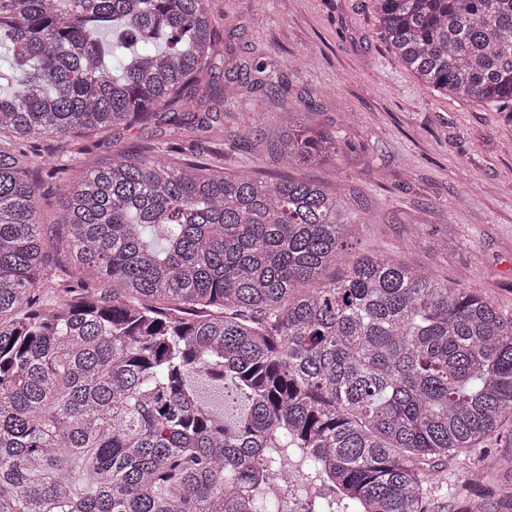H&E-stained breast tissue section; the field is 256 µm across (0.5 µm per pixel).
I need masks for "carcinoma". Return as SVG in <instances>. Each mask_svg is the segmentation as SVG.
I'll return each instance as SVG.
<instances>
[{"label": "carcinoma", "instance_id": "obj_1", "mask_svg": "<svg viewBox=\"0 0 512 512\" xmlns=\"http://www.w3.org/2000/svg\"><path fill=\"white\" fill-rule=\"evenodd\" d=\"M208 2L0 0V512H261L293 457L303 512H429L448 458L485 476L512 423V318L387 254L336 272L341 185L188 151L243 85L284 92L263 62L219 81ZM374 7L424 85L512 122V0ZM150 124L168 141L67 177L83 137ZM277 124L285 164L343 154L306 101ZM44 138L81 142L38 162Z\"/></svg>", "mask_w": 512, "mask_h": 512}]
</instances>
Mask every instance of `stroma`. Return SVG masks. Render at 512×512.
<instances>
[{
  "mask_svg": "<svg viewBox=\"0 0 512 512\" xmlns=\"http://www.w3.org/2000/svg\"><path fill=\"white\" fill-rule=\"evenodd\" d=\"M226 69L274 64L290 97H306L318 123L347 149L337 168L282 167L262 140L281 102L243 90L224 108L225 145L215 169H243L346 187L357 249L394 253L477 292L512 318V124L491 106L421 85L380 34L373 0H209ZM454 229L440 254L435 239ZM472 460L446 463L447 482L468 485L470 512H512V447L498 443L492 479L469 485Z\"/></svg>",
  "mask_w": 512,
  "mask_h": 512,
  "instance_id": "obj_1",
  "label": "stroma"
}]
</instances>
